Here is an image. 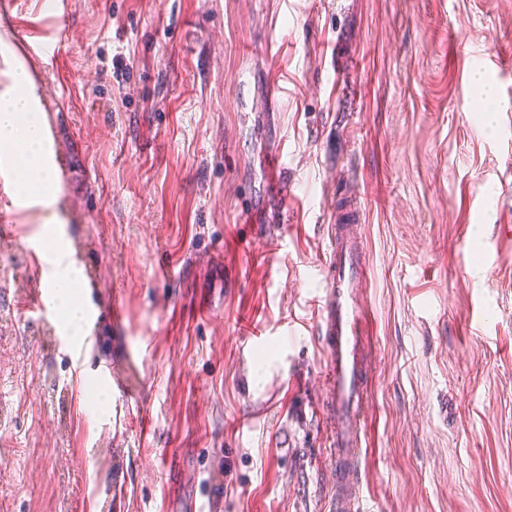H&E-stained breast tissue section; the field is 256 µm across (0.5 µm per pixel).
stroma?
I'll return each instance as SVG.
<instances>
[{"label":"stroma","instance_id":"35a3bbf8","mask_svg":"<svg viewBox=\"0 0 512 512\" xmlns=\"http://www.w3.org/2000/svg\"><path fill=\"white\" fill-rule=\"evenodd\" d=\"M67 2L29 69L61 191L0 169L29 227L0 239V512H326L331 224L371 269L370 512H512V0ZM49 3L16 0L0 88ZM49 211L100 310L77 338L30 303ZM56 46L57 43L43 39L42 36L33 39L27 42L24 48L27 53V60L33 64H37L38 60L51 62L55 58Z\"/></svg>","mask_w":512,"mask_h":512}]
</instances>
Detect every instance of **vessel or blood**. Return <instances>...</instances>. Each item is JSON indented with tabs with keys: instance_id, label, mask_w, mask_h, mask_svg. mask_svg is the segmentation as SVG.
I'll return each mask as SVG.
<instances>
[{
	"instance_id": "obj_1",
	"label": "vessel or blood",
	"mask_w": 512,
	"mask_h": 512,
	"mask_svg": "<svg viewBox=\"0 0 512 512\" xmlns=\"http://www.w3.org/2000/svg\"><path fill=\"white\" fill-rule=\"evenodd\" d=\"M29 62L53 60L54 41L37 38L25 45ZM328 268L316 295L319 333L329 352L327 413L331 438L334 493L331 512H366L360 459L363 452L361 417L368 397L360 348L370 312L360 288L368 283L364 244L350 225L328 227Z\"/></svg>"
}]
</instances>
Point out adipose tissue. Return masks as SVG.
<instances>
[{"label":"adipose tissue","mask_w":512,"mask_h":512,"mask_svg":"<svg viewBox=\"0 0 512 512\" xmlns=\"http://www.w3.org/2000/svg\"><path fill=\"white\" fill-rule=\"evenodd\" d=\"M31 78L24 67H17L12 74L11 86L0 93V151L24 150L26 160L23 176L16 183L18 196L27 197L38 192L42 204H50L60 189L59 180L44 162L41 149L43 131L41 125L26 124L23 118L34 109L29 94ZM56 271L48 284L54 299L65 315V327L72 335L83 331V310L72 297V290L80 279V271L67 260L66 252H57L53 259Z\"/></svg>","instance_id":"1"}]
</instances>
